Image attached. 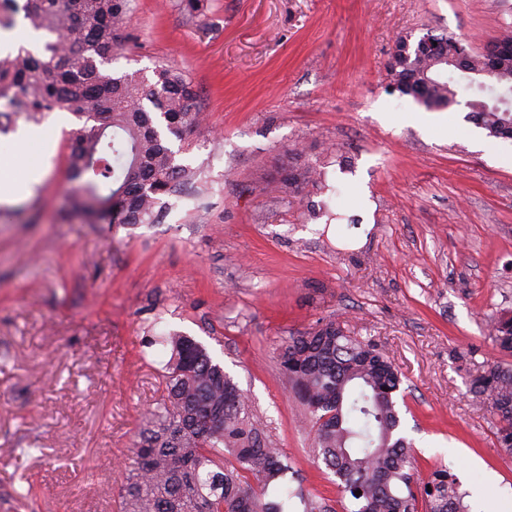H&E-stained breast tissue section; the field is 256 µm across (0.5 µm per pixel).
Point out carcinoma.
Here are the masks:
<instances>
[{
	"mask_svg": "<svg viewBox=\"0 0 512 512\" xmlns=\"http://www.w3.org/2000/svg\"><path fill=\"white\" fill-rule=\"evenodd\" d=\"M26 25L48 38L39 54L20 47L0 57V83L12 87L0 116L24 114L38 124L57 110L78 124L67 131L70 177L78 190L68 215L86 224H156L168 199L198 181L200 170L177 160L181 144L202 126L192 110L196 92L168 67L149 82L140 73L114 77L98 64L112 56L116 26L129 0H24L0 6V29ZM458 65L427 50L423 40L399 37L391 52L388 87L425 108L456 102L458 77L481 90L512 91V30L476 51L447 37ZM506 103L469 101L470 117L486 136L512 140ZM274 191L295 198L319 184L321 172L287 152ZM499 349L512 353V315L488 320ZM170 348L159 405L143 419L121 494V512H335L322 498L290 490L288 465L272 447L246 397L188 336L154 338ZM295 395L311 417L318 457L336 477L341 512H471L456 474L446 468L421 478L413 446L399 436L396 366L369 340L322 319L288 337L278 355ZM470 391L496 407L497 438L512 450V367L484 361L467 368ZM361 495H355V491Z\"/></svg>",
	"mask_w": 512,
	"mask_h": 512,
	"instance_id": "carcinoma-1",
	"label": "carcinoma"
}]
</instances>
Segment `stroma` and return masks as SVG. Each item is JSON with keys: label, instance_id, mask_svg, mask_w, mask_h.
Masks as SVG:
<instances>
[{"label": "stroma", "instance_id": "35a3bbf8", "mask_svg": "<svg viewBox=\"0 0 512 512\" xmlns=\"http://www.w3.org/2000/svg\"><path fill=\"white\" fill-rule=\"evenodd\" d=\"M506 21L512 0H130L102 70L164 65L192 83L206 124L180 159L207 185L157 224L62 220L76 119L41 123L45 178L0 204V512H119L169 358L148 340L170 333L223 366L305 492L339 500L276 360L330 317L398 367L420 475L449 468L472 512H499L512 453L460 356L504 358L485 319L512 310V141L474 144L479 88L430 111L388 90L386 66L397 34L480 48ZM295 149L353 170L282 199L270 186ZM324 204L330 224L304 220Z\"/></svg>", "mask_w": 512, "mask_h": 512}]
</instances>
